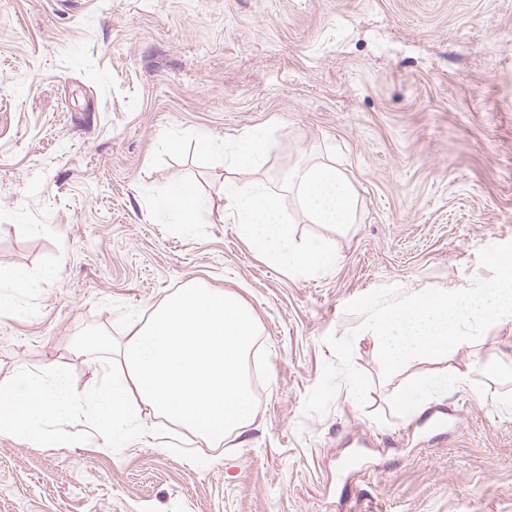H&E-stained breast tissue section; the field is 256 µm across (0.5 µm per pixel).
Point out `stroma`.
Wrapping results in <instances>:
<instances>
[{
  "mask_svg": "<svg viewBox=\"0 0 512 512\" xmlns=\"http://www.w3.org/2000/svg\"><path fill=\"white\" fill-rule=\"evenodd\" d=\"M256 126L270 147L243 180L334 270L270 266L228 221L153 217L177 180L221 212L224 141ZM309 161L351 180L350 228L301 217L287 177ZM508 241L512 0H0V268L54 270L0 310V383L62 366L89 391L99 360L76 335L124 342L121 307L192 284L235 294L259 328L247 429L213 445L168 426L204 465L145 408L147 435L116 451L0 436V512H512V320L386 379L345 310L381 286L489 278L479 250ZM331 333L353 335L367 402L342 382L307 415ZM442 369L462 385L403 413L402 387Z\"/></svg>",
  "mask_w": 512,
  "mask_h": 512,
  "instance_id": "35a3bbf8",
  "label": "stroma"
}]
</instances>
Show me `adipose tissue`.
<instances>
[{
  "label": "adipose tissue",
  "mask_w": 512,
  "mask_h": 512,
  "mask_svg": "<svg viewBox=\"0 0 512 512\" xmlns=\"http://www.w3.org/2000/svg\"><path fill=\"white\" fill-rule=\"evenodd\" d=\"M269 133L255 127L224 148L229 164L238 171L253 169L266 154ZM303 215L316 224L346 225L356 221V196L345 174L330 163L306 165L292 175ZM225 207L241 236L266 261L278 268L306 276L335 269V251L314 243L298 247L288 237L286 219L265 188L256 183L229 181L224 185ZM162 216L183 225L205 222L210 212L194 194L173 186L161 200Z\"/></svg>",
  "instance_id": "1"
}]
</instances>
